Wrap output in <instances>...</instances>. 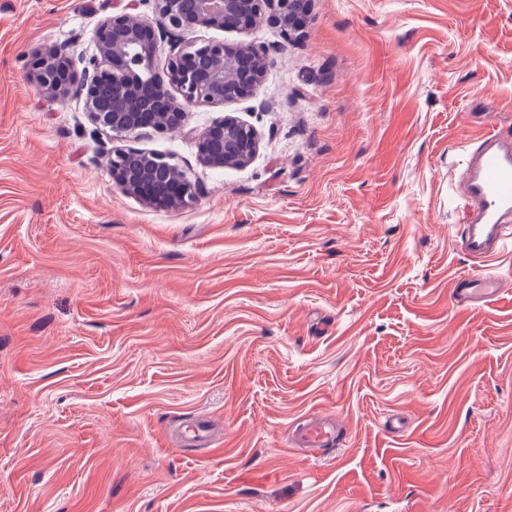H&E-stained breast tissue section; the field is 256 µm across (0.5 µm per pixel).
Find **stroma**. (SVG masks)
I'll use <instances>...</instances> for the list:
<instances>
[{
	"mask_svg": "<svg viewBox=\"0 0 512 512\" xmlns=\"http://www.w3.org/2000/svg\"><path fill=\"white\" fill-rule=\"evenodd\" d=\"M152 0H0V512H512V249L461 307L466 160L512 138V0H312L248 99L174 132L95 129L24 80ZM255 157L200 164L224 114ZM167 158L193 206L113 182L112 149ZM335 415L339 443L289 444ZM212 441L182 434L198 416ZM398 416L403 426L389 430ZM499 278L487 272H480L466 275L460 278L459 288H456V295L460 302H469L481 298L485 303L496 302L501 293Z\"/></svg>",
	"mask_w": 512,
	"mask_h": 512,
	"instance_id": "obj_1",
	"label": "stroma"
}]
</instances>
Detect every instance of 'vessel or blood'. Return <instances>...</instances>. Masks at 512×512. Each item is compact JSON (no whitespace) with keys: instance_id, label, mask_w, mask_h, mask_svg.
I'll list each match as a JSON object with an SVG mask.
<instances>
[{"instance_id":"1","label":"vessel or blood","mask_w":512,"mask_h":512,"mask_svg":"<svg viewBox=\"0 0 512 512\" xmlns=\"http://www.w3.org/2000/svg\"><path fill=\"white\" fill-rule=\"evenodd\" d=\"M468 201L479 207V216L468 225L460 248L480 261H489L512 245L505 225L512 221V142L498 135L484 137L468 158L462 187ZM502 290L499 278L480 272L461 278L456 295L461 302L482 299L496 302ZM335 423L317 417L304 419L295 429L291 444L298 448H329L337 441Z\"/></svg>"}]
</instances>
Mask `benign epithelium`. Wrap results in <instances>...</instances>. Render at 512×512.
Wrapping results in <instances>:
<instances>
[{
    "instance_id": "7a95c632",
    "label": "benign epithelium",
    "mask_w": 512,
    "mask_h": 512,
    "mask_svg": "<svg viewBox=\"0 0 512 512\" xmlns=\"http://www.w3.org/2000/svg\"><path fill=\"white\" fill-rule=\"evenodd\" d=\"M154 17L134 19L125 13L102 19L95 32L97 55L92 70L78 73L62 46H43L31 52L24 80L61 100L79 98L91 122L120 136H138L148 128L166 132L182 126L189 108L206 104L222 107L247 99L260 85L268 64L266 48L256 44L207 42L200 46L170 43L166 66L157 63V42L147 34L167 26L176 29H249L253 18L268 19L284 33L295 28L297 0H196L192 17H183L181 0H154ZM118 92L110 109L101 104L107 88ZM258 148L254 129L236 117L214 120L198 135L199 161L209 167L244 165ZM111 173L125 193L147 204L156 200L141 193L154 185L156 167L171 163L155 153L115 148ZM181 194L170 207H187L197 200L194 184L184 173Z\"/></svg>"
}]
</instances>
